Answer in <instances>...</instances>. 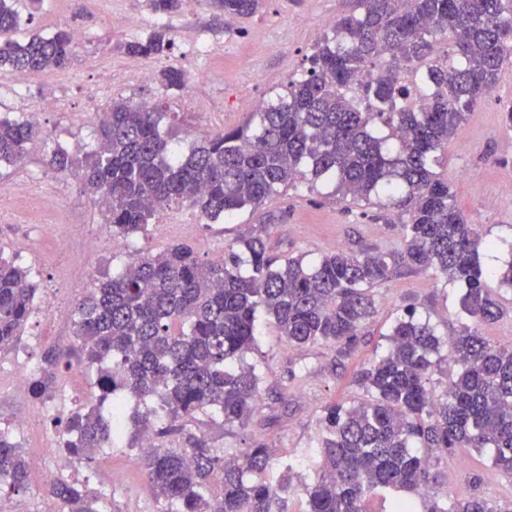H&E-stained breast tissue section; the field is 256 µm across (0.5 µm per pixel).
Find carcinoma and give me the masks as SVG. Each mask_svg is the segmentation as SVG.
I'll return each mask as SVG.
<instances>
[{
    "label": "carcinoma",
    "instance_id": "obj_1",
    "mask_svg": "<svg viewBox=\"0 0 512 512\" xmlns=\"http://www.w3.org/2000/svg\"><path fill=\"white\" fill-rule=\"evenodd\" d=\"M43 0H0V67L20 73L65 72L73 34L19 37ZM158 15L179 13L184 0H148ZM224 13L248 18L260 0H213ZM359 13L335 20L315 44L310 67L252 113L187 155L160 131V103L134 106L114 99L97 125L98 148L76 162L56 147L60 172L78 167L112 235L146 229L156 213L189 205L216 221L258 209L300 179H336L342 198L370 201L382 191L395 213L402 246L393 250H333L310 263L300 255L283 263L270 255L266 225L244 235L248 259L231 252L203 263L193 247L177 243L129 261L74 308L78 344L51 352L30 380L41 400L60 363L97 367L95 390L83 412L64 423L65 451L81 458L114 447L157 423L158 434L183 435L185 447L145 453L148 483L167 503L164 512H288L291 479L268 476V446L256 441L241 455L217 454L185 420L207 411L224 428L247 425L258 411L262 376L245 356L255 346L258 308L295 347L355 346L375 313L370 289L406 269L431 272L459 285V306L474 326L442 340L429 321L407 311L388 334V349L358 384L366 402L323 408V435L315 481L304 488L305 512H365L379 489L408 496L391 512H418V499L439 475L432 458L456 448L487 451L512 473V348L490 343L479 326L504 315L488 281L512 289L507 268H484V240L457 207L439 159L467 115L495 88L512 59V0H358ZM173 45L169 28L123 50L162 57ZM162 85L181 90L186 73L159 71ZM40 135L26 120L0 116V165H13ZM37 293L31 272L0 254V353L21 339ZM458 366L444 397L428 387L447 360ZM125 391L158 407L124 420ZM0 472L14 489L27 486L29 463L12 436L0 432ZM48 491L63 512H106L102 497L81 483L57 479ZM424 512H503L479 496L434 500Z\"/></svg>",
    "mask_w": 512,
    "mask_h": 512
}]
</instances>
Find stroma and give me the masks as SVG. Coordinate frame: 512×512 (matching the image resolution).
<instances>
[{"label": "stroma", "instance_id": "stroma-1", "mask_svg": "<svg viewBox=\"0 0 512 512\" xmlns=\"http://www.w3.org/2000/svg\"><path fill=\"white\" fill-rule=\"evenodd\" d=\"M355 0H263L258 12L238 19L204 5L196 12L174 16L154 14L146 0H45L28 25L30 33L59 28L81 30L67 72L29 75L24 85H14V73L0 68V113L25 116L42 107L43 140L30 146L26 156L13 166L0 168V187L19 178H29V190L54 199L53 218L60 235L80 239L96 230L110 236L111 230L81 181L74 173L58 172L50 163L54 145L76 142L82 151L94 147L93 115L111 100L159 101L168 114L162 129L180 153L204 138L245 124L251 108L241 98L269 99L307 66L316 39L323 30L318 20L352 12ZM140 18L128 26L126 17ZM172 33V50L161 59L136 58L122 50L124 43L144 40L160 27ZM150 69L141 80L133 65ZM185 71L184 90L169 91L155 74L166 67ZM512 102V66H505L493 92L468 116L448 144L440 171L452 186L457 205L486 238H512V202L500 196L501 187L512 183V129L500 120L503 105ZM381 197L357 208L336 195L333 183L294 186L272 196L258 210H244L233 217L209 221L191 207L160 211L146 232L130 237V254L101 249L74 257L54 251L40 239L34 225L10 213L0 214V253L16 257L18 265L31 270L39 289H51L52 309L36 307L21 340L34 365H41L48 351L75 343L73 303L103 277L120 270L130 255L155 254L174 243L192 245L200 260H223L228 251L243 252L241 235L251 226L266 225L269 243L279 260L304 255L317 261L323 254L341 248L360 252L397 247L400 237L391 226L392 216L382 208ZM375 313L351 351L322 346L294 348L281 336L274 321L261 319L256 348L247 357L262 377L260 408L245 429L225 430L220 419L198 415L188 423L193 433L205 436L218 453H239L252 440L262 439L270 450L272 477H279L283 463L292 466L295 486L288 498L289 512H303L305 503L298 484L313 481L310 461L318 454L320 417L325 405L345 398L365 399L355 379L371 360L387 348L386 336L407 308L429 318L442 339L456 335L457 285H442L431 275L407 271L375 286ZM8 354L0 355V426L8 428L19 418L39 412L47 442L36 444L29 437L19 442L26 455L41 452L52 460L59 451L64 418L89 400L96 372L60 366L51 401L42 404L25 392L13 391L8 383ZM308 367L303 379L292 378L299 367ZM82 466L89 486L112 495V512H163L165 503L155 496L139 463L135 449L101 448ZM440 475L437 494L443 498L478 495L500 503L512 512V474L495 468L487 455L471 448H458L437 459Z\"/></svg>", "mask_w": 512, "mask_h": 512}]
</instances>
